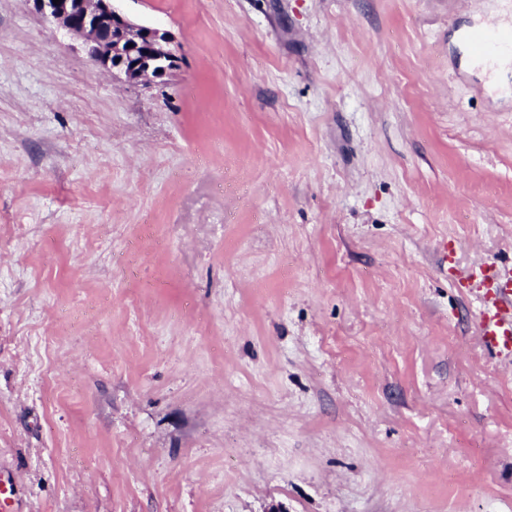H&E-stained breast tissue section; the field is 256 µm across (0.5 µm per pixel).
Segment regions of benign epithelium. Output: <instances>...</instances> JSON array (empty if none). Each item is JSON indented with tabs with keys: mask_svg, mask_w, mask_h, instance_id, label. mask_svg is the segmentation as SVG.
<instances>
[{
	"mask_svg": "<svg viewBox=\"0 0 512 512\" xmlns=\"http://www.w3.org/2000/svg\"><path fill=\"white\" fill-rule=\"evenodd\" d=\"M47 20L85 40L87 53L100 68L129 81L161 79L176 67L170 32L134 23L112 0H32Z\"/></svg>",
	"mask_w": 512,
	"mask_h": 512,
	"instance_id": "obj_1",
	"label": "benign epithelium"
}]
</instances>
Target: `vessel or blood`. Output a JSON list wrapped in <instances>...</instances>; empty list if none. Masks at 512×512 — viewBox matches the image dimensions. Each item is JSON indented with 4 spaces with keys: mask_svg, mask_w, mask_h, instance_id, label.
Returning a JSON list of instances; mask_svg holds the SVG:
<instances>
[{
    "mask_svg": "<svg viewBox=\"0 0 512 512\" xmlns=\"http://www.w3.org/2000/svg\"><path fill=\"white\" fill-rule=\"evenodd\" d=\"M477 61L512 59V27L491 24L472 39ZM469 286L480 302L478 332L485 348L496 355L512 356V266H487L472 271Z\"/></svg>",
    "mask_w": 512,
    "mask_h": 512,
    "instance_id": "1",
    "label": "vessel or blood"
}]
</instances>
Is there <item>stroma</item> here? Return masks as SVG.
Segmentation results:
<instances>
[{
	"instance_id": "obj_1",
	"label": "stroma",
	"mask_w": 512,
	"mask_h": 512,
	"mask_svg": "<svg viewBox=\"0 0 512 512\" xmlns=\"http://www.w3.org/2000/svg\"><path fill=\"white\" fill-rule=\"evenodd\" d=\"M130 84L0 0L8 512H512L507 0H118ZM472 50L477 61L490 63L498 58L512 59V25L499 24L482 27L476 37L471 36ZM480 302L478 332L492 353L512 356V266H487L466 278Z\"/></svg>"
}]
</instances>
